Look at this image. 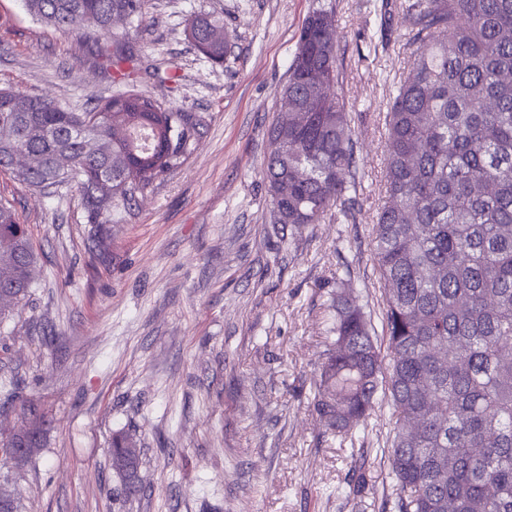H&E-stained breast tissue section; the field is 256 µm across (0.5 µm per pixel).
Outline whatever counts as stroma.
<instances>
[{"label": "stroma", "instance_id": "35a3bbf8", "mask_svg": "<svg viewBox=\"0 0 512 512\" xmlns=\"http://www.w3.org/2000/svg\"><path fill=\"white\" fill-rule=\"evenodd\" d=\"M359 185L354 221L272 223L263 169L296 37L318 0H148L152 25L126 21L148 75L136 91L191 115L180 165L119 205L108 223L76 186L41 194L0 172V202L27 224L39 276L0 321V435L22 404L45 415L43 446L0 467L20 512H382L386 415L352 458L311 400L337 272L378 309L370 240L383 197L384 115L411 69L401 0H334ZM223 18L232 48L202 55L186 25ZM74 112L124 91L89 46L0 0V88ZM141 449L126 497L108 448Z\"/></svg>", "mask_w": 512, "mask_h": 512}]
</instances>
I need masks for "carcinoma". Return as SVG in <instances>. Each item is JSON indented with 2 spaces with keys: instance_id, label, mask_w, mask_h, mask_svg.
<instances>
[{
  "instance_id": "carcinoma-1",
  "label": "carcinoma",
  "mask_w": 512,
  "mask_h": 512,
  "mask_svg": "<svg viewBox=\"0 0 512 512\" xmlns=\"http://www.w3.org/2000/svg\"><path fill=\"white\" fill-rule=\"evenodd\" d=\"M146 0H25L38 20L91 45L130 80L112 41L117 19L143 24ZM411 71L386 112L384 200L372 228L386 353L371 314L336 277L313 408L339 447L355 448L376 409L395 419L387 448L395 512H512V0H403ZM333 4L306 18L269 138L264 181L274 224L350 216L355 144L338 88L343 58L325 38ZM187 36L208 59L230 52L224 20L196 16ZM190 117L133 90L73 112L53 98L0 88V171L29 189L75 183L98 216L184 156ZM38 275L27 225L0 204V316ZM130 434L112 466L140 467Z\"/></svg>"
}]
</instances>
